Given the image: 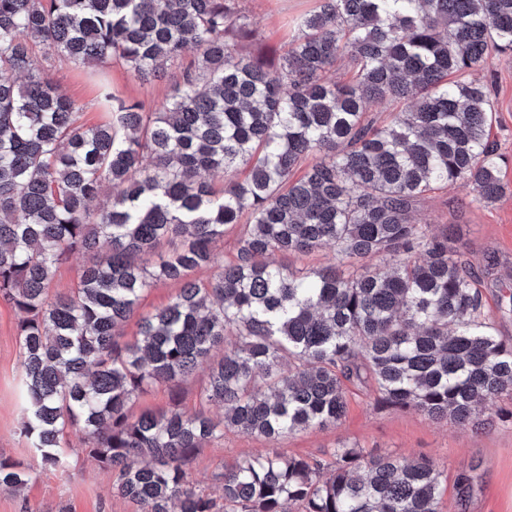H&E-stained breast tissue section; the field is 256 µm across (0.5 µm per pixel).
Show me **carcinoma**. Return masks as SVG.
<instances>
[{"mask_svg":"<svg viewBox=\"0 0 512 512\" xmlns=\"http://www.w3.org/2000/svg\"><path fill=\"white\" fill-rule=\"evenodd\" d=\"M299 29L272 64L244 50L255 32L238 0H0V294L22 314L20 426L41 469L68 465L74 432L139 512H441L430 457L270 448L224 467L217 499L188 465L226 431L276 443L336 425L363 376L377 407L460 426L512 397V341L482 314L456 236L412 221L436 188L502 192L472 75L512 54V0H320ZM38 48L90 69L118 59L142 84L180 70L154 111L101 84L108 120L86 127ZM386 99L411 105L378 126L368 107ZM105 187L110 204L92 208ZM240 223L226 261L215 244ZM327 246L332 262L307 272L264 261ZM80 253L95 259L78 288L52 292ZM161 281L171 301L138 314ZM204 365L197 412H133ZM30 477L0 457L1 488ZM455 485L463 501L475 476Z\"/></svg>","mask_w":512,"mask_h":512,"instance_id":"carcinoma-1","label":"carcinoma"}]
</instances>
